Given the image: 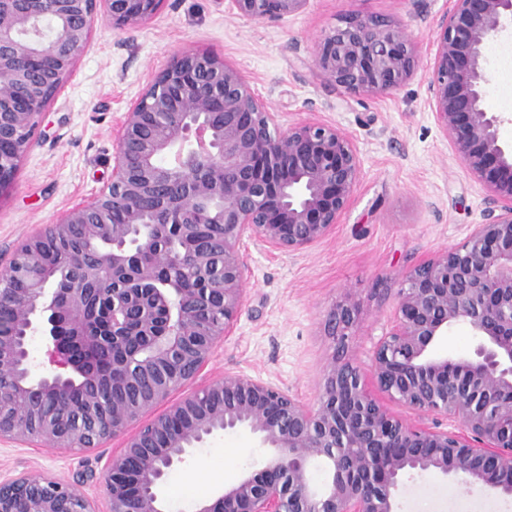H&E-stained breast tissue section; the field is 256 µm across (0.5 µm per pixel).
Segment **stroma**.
Returning <instances> with one entry per match:
<instances>
[{"mask_svg": "<svg viewBox=\"0 0 512 512\" xmlns=\"http://www.w3.org/2000/svg\"><path fill=\"white\" fill-rule=\"evenodd\" d=\"M448 0H307L282 19L229 14L225 0H165L141 28L125 32L96 21L89 44L42 116L41 143L23 158L13 186L0 197V255L37 225L91 200L112 175V131L151 75L189 47L223 57L249 79L277 112L281 128L319 121L351 136L362 174L350 206L322 241L290 254L247 244L248 302L235 331L215 347L193 381L199 389L243 374L288 389L317 406L335 346L325 323L351 302L358 324L345 351L367 388L375 352L396 317L395 290L408 271L458 246L490 207L485 185L459 162L430 106V61ZM377 16L400 24L415 43L420 66L400 88L380 96L339 90L315 68L318 38L343 15ZM486 110L506 118L501 138L512 142V68L489 59ZM123 438L66 453L0 443V477L23 472L70 483L102 471ZM268 454L259 439L218 432L172 470L160 495L167 512H194ZM397 512H512V499L487 489L465 491L455 479L404 477Z\"/></svg>", "mask_w": 512, "mask_h": 512, "instance_id": "stroma-1", "label": "stroma"}]
</instances>
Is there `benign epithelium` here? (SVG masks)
I'll return each mask as SVG.
<instances>
[{"instance_id":"obj_1","label":"benign epithelium","mask_w":512,"mask_h":512,"mask_svg":"<svg viewBox=\"0 0 512 512\" xmlns=\"http://www.w3.org/2000/svg\"><path fill=\"white\" fill-rule=\"evenodd\" d=\"M164 0H0V195L39 144L40 118L83 55L97 19L132 31ZM237 14L278 20L307 0H228ZM512 23V0H448L431 67L432 113L464 168L494 207L466 241L408 272L396 291L395 325L375 355L379 390L423 415L454 418L456 431L405 424L367 390L343 358L358 307L327 318L337 360L319 405L241 374L185 395L110 457L98 485L109 512H164L157 488L189 450L217 431L246 430L269 449L261 469L196 512H395L410 472L453 474L465 487L512 498V143L505 118L483 100L486 45ZM317 69L347 93L382 95L418 67L398 24L349 15L316 43ZM353 139L321 122L280 128L278 113L217 54L187 48L157 72L115 135L112 180L89 202L41 224L0 262V440L66 452L99 448L140 414L168 400L233 334L246 302L241 246L279 253L326 238L361 176ZM176 216L175 246H154L156 227ZM217 229L202 236V226ZM78 237L82 248L49 264L40 243ZM178 269L204 285L191 291ZM108 302L110 336H149L112 375L118 395L86 397L68 417H44L97 383L74 347L87 312ZM464 324L474 356L435 353ZM40 337L51 370L33 372ZM327 480L312 484L309 466ZM0 512H98L75 485L21 473L0 479Z\"/></svg>"}]
</instances>
